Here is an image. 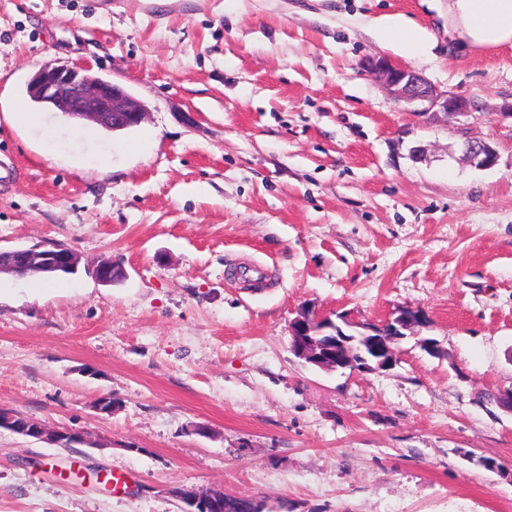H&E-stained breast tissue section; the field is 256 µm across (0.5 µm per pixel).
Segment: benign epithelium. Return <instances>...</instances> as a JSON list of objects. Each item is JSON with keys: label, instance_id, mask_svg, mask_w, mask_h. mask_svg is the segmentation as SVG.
<instances>
[{"label": "benign epithelium", "instance_id": "7a95c632", "mask_svg": "<svg viewBox=\"0 0 512 512\" xmlns=\"http://www.w3.org/2000/svg\"><path fill=\"white\" fill-rule=\"evenodd\" d=\"M364 67L384 85L394 101L415 105L420 112H441L457 118L471 113L470 104L457 96L440 91L418 72L385 58H369ZM31 92L41 102L52 105L78 121L96 124L107 130H122L140 125L145 119L144 105L122 86L107 81L92 72L86 64H59L49 62L40 67L31 80ZM462 153L480 168H490L497 162V151L486 141L467 140ZM0 272L4 267L21 269L29 274H46L63 269H75L80 259L70 248L51 244L0 250ZM92 274L101 285L116 281L113 265L102 261L93 267ZM364 330L362 336H323L314 330L319 322L330 317L313 307L305 306L290 323V351L295 357L322 370L348 369L352 372H380L390 369L397 362V341L406 332L425 321L420 310L403 307L382 324L360 321L349 314H336L333 327L338 321ZM360 340L359 353L353 355L348 343ZM8 429L23 436L44 440L48 443L70 447L85 444L84 435L76 432L53 431L42 424H35L25 417L0 409V429ZM185 503L188 512H224V493L188 494Z\"/></svg>", "mask_w": 512, "mask_h": 512}]
</instances>
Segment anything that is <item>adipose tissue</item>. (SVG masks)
<instances>
[{
	"label": "adipose tissue",
	"instance_id": "obj_1",
	"mask_svg": "<svg viewBox=\"0 0 512 512\" xmlns=\"http://www.w3.org/2000/svg\"><path fill=\"white\" fill-rule=\"evenodd\" d=\"M374 26L408 59L421 57L431 41L426 28L401 14L376 19ZM448 36L472 51L512 47V0H448Z\"/></svg>",
	"mask_w": 512,
	"mask_h": 512
}]
</instances>
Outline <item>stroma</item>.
<instances>
[{
  "instance_id": "obj_1",
  "label": "stroma",
  "mask_w": 512,
  "mask_h": 512,
  "mask_svg": "<svg viewBox=\"0 0 512 512\" xmlns=\"http://www.w3.org/2000/svg\"><path fill=\"white\" fill-rule=\"evenodd\" d=\"M384 14L433 33L410 68L477 112L391 99L363 67L396 57ZM447 29L448 0H0V248L80 257L40 297L0 275V408L89 439L0 429V512H183L187 491L512 512V415L480 399L512 390V48ZM48 62L88 63L147 120L18 124ZM102 260L125 279L98 284ZM308 304L426 320L390 370L322 371L289 350ZM462 153L470 162L480 168H490L497 162V151L486 141L466 140L462 144Z\"/></svg>"
}]
</instances>
